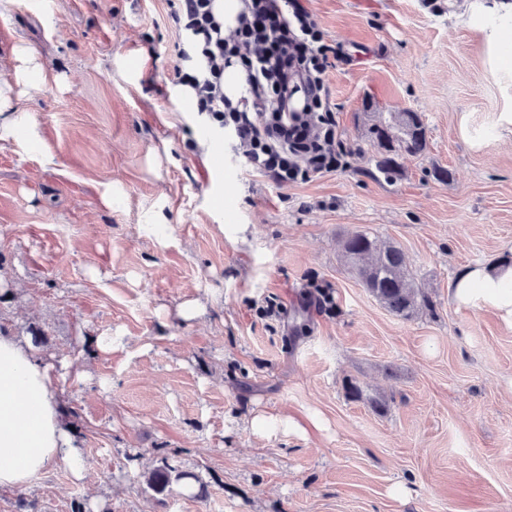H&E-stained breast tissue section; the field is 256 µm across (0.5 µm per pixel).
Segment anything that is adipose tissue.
I'll use <instances>...</instances> for the list:
<instances>
[{"instance_id":"ef3b65f1","label":"adipose tissue","mask_w":512,"mask_h":512,"mask_svg":"<svg viewBox=\"0 0 512 512\" xmlns=\"http://www.w3.org/2000/svg\"><path fill=\"white\" fill-rule=\"evenodd\" d=\"M463 303H485L512 317V266L469 269L453 284ZM55 367L26 341L0 331V487L26 486L51 462L63 460L75 477L85 461L53 388Z\"/></svg>"}]
</instances>
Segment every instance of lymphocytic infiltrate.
Here are the masks:
<instances>
[{"instance_id": "f902f5d3", "label": "lymphocytic infiltrate", "mask_w": 512, "mask_h": 512, "mask_svg": "<svg viewBox=\"0 0 512 512\" xmlns=\"http://www.w3.org/2000/svg\"><path fill=\"white\" fill-rule=\"evenodd\" d=\"M213 0H178L180 56L188 69L196 108L234 135L245 163L280 185L309 181L337 169L336 123L328 104L325 74L341 50L324 34L301 0H244L233 36H225ZM246 73L238 102L224 96L230 64Z\"/></svg>"}]
</instances>
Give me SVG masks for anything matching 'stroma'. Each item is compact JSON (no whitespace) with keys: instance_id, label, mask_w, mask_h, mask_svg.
Instances as JSON below:
<instances>
[{"instance_id":"obj_1","label":"stroma","mask_w":512,"mask_h":512,"mask_svg":"<svg viewBox=\"0 0 512 512\" xmlns=\"http://www.w3.org/2000/svg\"><path fill=\"white\" fill-rule=\"evenodd\" d=\"M490 2L304 0L350 55L326 74L344 166L281 186L181 103L177 0H0L8 109L39 131L0 148V328L91 370L53 382L84 477L53 462L0 512H512V318L450 291L512 260V11ZM21 48L46 80L14 79ZM399 112L427 148L389 181L368 128ZM356 231L403 250L430 308L363 288ZM283 413L302 433L250 426ZM164 461L204 494L148 488Z\"/></svg>"}]
</instances>
